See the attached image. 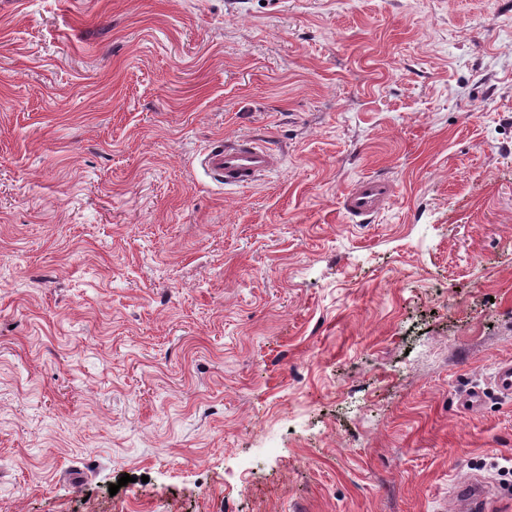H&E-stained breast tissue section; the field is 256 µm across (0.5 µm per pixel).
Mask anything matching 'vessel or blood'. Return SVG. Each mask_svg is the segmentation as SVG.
Returning <instances> with one entry per match:
<instances>
[{
    "label": "vessel or blood",
    "mask_w": 512,
    "mask_h": 512,
    "mask_svg": "<svg viewBox=\"0 0 512 512\" xmlns=\"http://www.w3.org/2000/svg\"><path fill=\"white\" fill-rule=\"evenodd\" d=\"M280 163L278 152L252 137H244L211 148L203 157L204 166L221 177L225 184L252 186L262 175L274 170ZM395 193L393 182L381 176H365L344 193L340 205L355 223L373 221L385 209ZM490 489L485 481L465 478L454 482V508L470 507L474 512H486Z\"/></svg>",
    "instance_id": "b4317fda"
}]
</instances>
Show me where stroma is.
Here are the masks:
<instances>
[{
    "label": "stroma",
    "mask_w": 512,
    "mask_h": 512,
    "mask_svg": "<svg viewBox=\"0 0 512 512\" xmlns=\"http://www.w3.org/2000/svg\"><path fill=\"white\" fill-rule=\"evenodd\" d=\"M509 360L512 0H0V512H512ZM202 162L224 180V185L249 187L262 175L277 168L280 155L266 143L244 137L211 148L204 154ZM395 193L393 182L381 176H365L344 193L340 205L356 224L373 221L385 209ZM490 500V489L485 481L479 478H465L454 482L452 487V509L470 507L486 510Z\"/></svg>",
    "instance_id": "obj_1"
}]
</instances>
